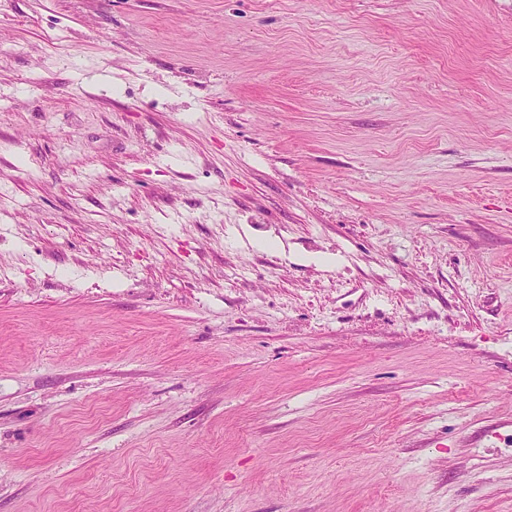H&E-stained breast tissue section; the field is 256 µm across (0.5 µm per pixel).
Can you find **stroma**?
<instances>
[{
	"label": "stroma",
	"instance_id": "1",
	"mask_svg": "<svg viewBox=\"0 0 512 512\" xmlns=\"http://www.w3.org/2000/svg\"><path fill=\"white\" fill-rule=\"evenodd\" d=\"M0 48V512H512V0Z\"/></svg>",
	"mask_w": 512,
	"mask_h": 512
}]
</instances>
